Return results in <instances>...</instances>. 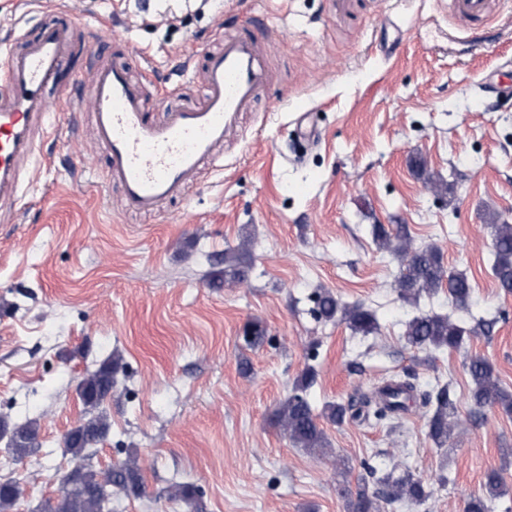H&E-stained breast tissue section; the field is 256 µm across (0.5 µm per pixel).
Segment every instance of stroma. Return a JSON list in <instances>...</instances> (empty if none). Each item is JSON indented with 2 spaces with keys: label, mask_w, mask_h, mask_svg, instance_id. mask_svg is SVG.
<instances>
[{
  "label": "stroma",
  "mask_w": 512,
  "mask_h": 512,
  "mask_svg": "<svg viewBox=\"0 0 512 512\" xmlns=\"http://www.w3.org/2000/svg\"><path fill=\"white\" fill-rule=\"evenodd\" d=\"M451 0H176L175 24L160 0H58L84 27L88 66L96 48L132 55L165 80L187 52L205 58L219 34L264 15L275 77L184 199L154 215L126 212L105 183L92 126L94 100L72 94L53 113L36 161L23 172L18 217L0 222V417L36 421V454L15 462L0 445V479L19 480L13 512H41L71 469L65 433L83 416L78 386L107 357L125 366L108 406L111 429L95 448L103 467L137 452L144 492L112 496V512H186L168 491L202 490L206 512H348L396 460L420 478L426 504L380 512H464L488 472L512 488V416H472L465 360L486 358L512 393V293L491 274L485 218L512 224V99L488 92L485 74L512 67V0H501L498 37L471 44ZM405 36L393 56L385 19ZM40 0H0V40L52 22ZM429 174L452 185L444 198ZM376 224L407 225L415 246H437L445 266L473 287L460 310L447 293L399 299L402 264L377 247ZM250 241L244 279L224 278V253ZM330 290L372 311L369 336L314 312ZM451 316L462 326L495 320L492 335L458 350L406 346V322ZM259 324L266 339L247 347ZM314 412L383 379L414 374L420 390L452 382L466 429L439 448L424 417L385 424L324 423L326 453L295 447L276 412L306 368ZM37 481H26L31 470Z\"/></svg>",
  "instance_id": "35a3bbf8"
}]
</instances>
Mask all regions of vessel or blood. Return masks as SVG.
Segmentation results:
<instances>
[{
    "instance_id": "b4317fda",
    "label": "vessel or blood",
    "mask_w": 512,
    "mask_h": 512,
    "mask_svg": "<svg viewBox=\"0 0 512 512\" xmlns=\"http://www.w3.org/2000/svg\"><path fill=\"white\" fill-rule=\"evenodd\" d=\"M457 17L472 32H487L494 18L491 0H452ZM81 25L72 15L44 25L36 34L11 35L0 52V206L18 200L24 163L36 155L51 113L64 99L50 100L48 88L67 83L96 102V143L107 157L106 178L120 188L127 209L153 215L180 198L204 162L223 161L224 139L272 83L266 60L268 28L249 27L225 38L202 67H181L183 84L200 87L191 107L167 106L171 92L146 75H133L135 60L99 52L92 73L70 69L80 47ZM164 102L151 112V101Z\"/></svg>"
}]
</instances>
